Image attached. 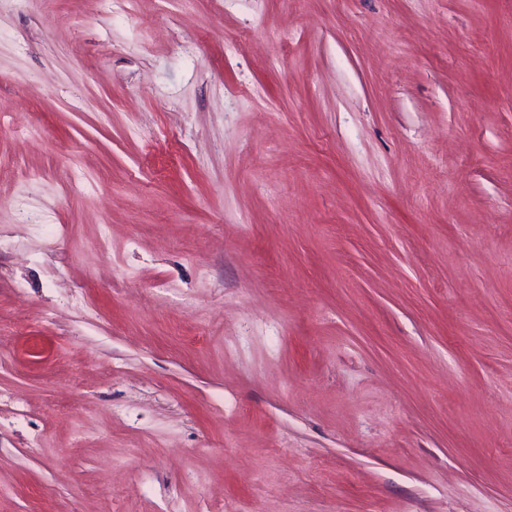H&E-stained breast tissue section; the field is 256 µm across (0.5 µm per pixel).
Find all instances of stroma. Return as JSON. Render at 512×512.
Here are the masks:
<instances>
[{
    "mask_svg": "<svg viewBox=\"0 0 512 512\" xmlns=\"http://www.w3.org/2000/svg\"><path fill=\"white\" fill-rule=\"evenodd\" d=\"M0 512H512V0H0Z\"/></svg>",
    "mask_w": 512,
    "mask_h": 512,
    "instance_id": "1",
    "label": "stroma"
}]
</instances>
